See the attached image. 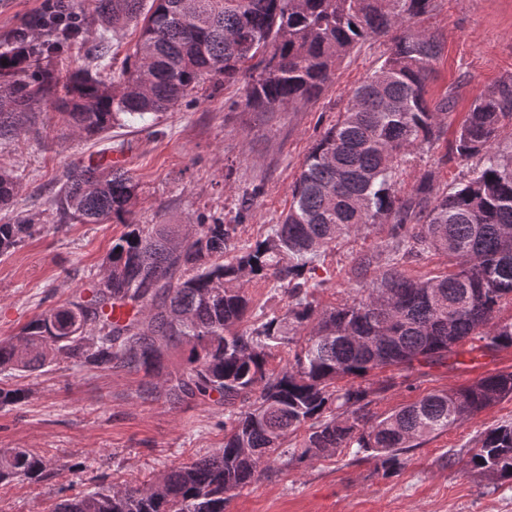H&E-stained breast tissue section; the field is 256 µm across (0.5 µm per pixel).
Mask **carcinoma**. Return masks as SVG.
I'll list each match as a JSON object with an SVG mask.
<instances>
[{
    "mask_svg": "<svg viewBox=\"0 0 512 512\" xmlns=\"http://www.w3.org/2000/svg\"><path fill=\"white\" fill-rule=\"evenodd\" d=\"M101 19L93 67L63 77L61 38L46 28L34 42L21 28L0 43V139L24 131L27 113L48 105L88 137L120 117L143 119L180 105L206 82L240 84L244 108L274 112L309 101L331 84L336 64L359 42L390 38L379 68L351 93L345 112L317 140L290 187L288 212L254 244L238 249L237 225L138 224L139 184L120 167L97 161L68 168L53 205L70 223L124 227L101 265L100 280L0 340V371L21 372L72 359L96 369H127L151 378L172 406H224V448L173 464L154 485L104 484L60 497L49 512H226L257 481L263 465L304 431L298 459L342 448L370 451L382 469L466 419L512 397V372L430 393L388 414L373 410L395 387L389 377L353 385L386 367L443 365L467 343L483 351L512 347V150L498 145L512 124V75L478 95L439 162L467 163L459 183L436 186L425 172L412 190L396 189L402 157L444 135L454 97L427 99L441 52L439 37L414 26L433 0H92ZM139 23V38L118 77L110 31ZM19 183L0 168V208ZM375 224L389 226L391 260L354 265L358 297L323 309L311 289L314 262L332 243ZM36 232L28 220L0 224V256ZM429 253L455 262L443 275L415 277L405 265ZM271 282L287 294L282 314L244 325L245 283ZM124 308L115 318L108 308ZM188 348L169 369L168 351ZM288 348V365L272 366ZM348 379L349 386L338 381ZM26 398L0 388V405ZM468 465L512 480V423L484 432ZM44 457L0 448V485L48 477Z\"/></svg>",
    "mask_w": 512,
    "mask_h": 512,
    "instance_id": "1",
    "label": "carcinoma"
}]
</instances>
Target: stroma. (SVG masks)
Wrapping results in <instances>:
<instances>
[{"mask_svg": "<svg viewBox=\"0 0 512 512\" xmlns=\"http://www.w3.org/2000/svg\"><path fill=\"white\" fill-rule=\"evenodd\" d=\"M85 20L81 40L57 62L61 75L87 66L101 21L89 0H70ZM419 28L438 33L442 52L433 65L430 97L454 92L448 118L456 128L474 98L512 74V0H434ZM389 43L374 38L336 67L320 96L276 112L238 108V86L201 92L159 117L124 119L105 135L72 134L52 108L33 112L21 135L0 140V168L14 171L20 192L0 223L29 219L42 227L11 255L0 257V339L87 287L123 230L119 224H70L55 229L51 196L67 168L124 145V168L140 185L141 224H193L199 218L237 225V247L265 236L290 203V187L315 141L334 124L351 90L383 62ZM446 141L413 149L398 171L408 193L422 173L437 172L440 188L459 181L461 167L440 164ZM260 187L247 217L245 191ZM387 226L346 236L328 248L314 297L331 308L356 295L353 275L360 254L388 257ZM498 371L512 372V348L480 350L455 365L388 369L397 388L375 410L386 413L429 392L465 386ZM410 379L403 387L402 379ZM143 374L105 371L60 361L31 372L4 371L0 387L26 389L23 402L0 406V448H26L45 457L48 480L0 486V512H48L61 495L100 483L122 488L157 481L171 464L190 463L224 446V410L213 404L175 407L146 394ZM512 422V398L409 450L393 473L378 469L369 453L345 449L290 464L270 462L261 479L244 488L227 512H512V482L468 466L469 448L487 428Z\"/></svg>", "mask_w": 512, "mask_h": 512, "instance_id": "1", "label": "stroma"}]
</instances>
